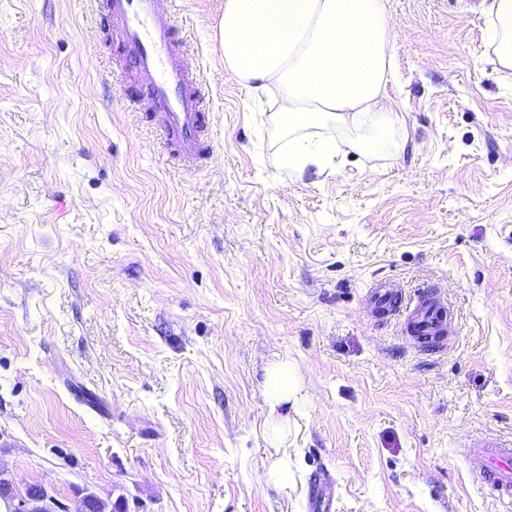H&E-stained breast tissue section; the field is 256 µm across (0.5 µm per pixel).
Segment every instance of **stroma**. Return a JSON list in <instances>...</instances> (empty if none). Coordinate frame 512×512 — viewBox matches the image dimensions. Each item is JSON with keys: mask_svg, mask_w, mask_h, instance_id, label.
I'll use <instances>...</instances> for the list:
<instances>
[{"mask_svg": "<svg viewBox=\"0 0 512 512\" xmlns=\"http://www.w3.org/2000/svg\"><path fill=\"white\" fill-rule=\"evenodd\" d=\"M484 0H391L406 153L275 164L266 98L224 69V0H176L214 153L175 168L90 0H0V468L136 512H500L461 451L512 435V88ZM435 286L418 351L370 282ZM299 398L265 434L264 365ZM288 463L287 483L259 480ZM454 318L453 311L445 306L432 288L423 289L415 303L407 309L406 331L427 351H439L443 348V338L452 331ZM422 337H429L430 340L423 341ZM298 392L299 382L294 363L280 357L267 364L264 397L270 409L268 431L274 445H281L288 435V418L276 415V410L279 405L295 400ZM335 492L325 474L315 476L309 486L308 499L312 512H333Z\"/></svg>", "mask_w": 512, "mask_h": 512, "instance_id": "obj_1", "label": "stroma"}]
</instances>
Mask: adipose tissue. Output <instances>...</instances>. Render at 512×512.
Segmentation results:
<instances>
[{
	"mask_svg": "<svg viewBox=\"0 0 512 512\" xmlns=\"http://www.w3.org/2000/svg\"><path fill=\"white\" fill-rule=\"evenodd\" d=\"M486 51L512 84V0H491ZM224 68L269 97L276 164L299 177L325 172L349 152L390 157L404 151V119L390 99L396 32L390 0H224ZM299 391L294 363L265 368L264 397L273 444L288 435L279 405Z\"/></svg>",
	"mask_w": 512,
	"mask_h": 512,
	"instance_id": "adipose-tissue-1",
	"label": "adipose tissue"
}]
</instances>
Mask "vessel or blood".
Listing matches in <instances>:
<instances>
[{"label":"vessel or blood","mask_w":512,"mask_h":512,"mask_svg":"<svg viewBox=\"0 0 512 512\" xmlns=\"http://www.w3.org/2000/svg\"><path fill=\"white\" fill-rule=\"evenodd\" d=\"M106 19L117 32L122 60L136 92L124 103H145L161 132L164 152L185 167L206 164L213 151L210 113L200 75L188 63V40L166 0H106ZM374 308L406 309V331L430 351L440 350L450 335L454 313L433 289L421 290L415 303L402 304L399 290L380 283L368 292ZM473 472L490 497L512 506V439L485 438L468 451ZM335 492L325 475L309 486L311 512H333Z\"/></svg>","instance_id":"obj_1"}]
</instances>
